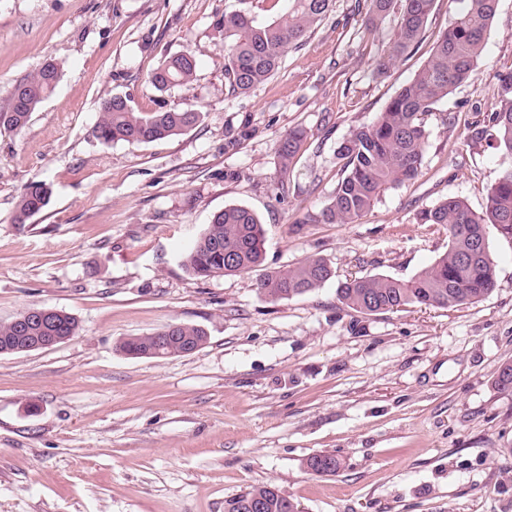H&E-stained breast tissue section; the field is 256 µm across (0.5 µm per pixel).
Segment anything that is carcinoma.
Segmentation results:
<instances>
[{
    "instance_id": "obj_1",
    "label": "carcinoma",
    "mask_w": 512,
    "mask_h": 512,
    "mask_svg": "<svg viewBox=\"0 0 512 512\" xmlns=\"http://www.w3.org/2000/svg\"><path fill=\"white\" fill-rule=\"evenodd\" d=\"M288 15L258 24L248 14L224 16V41L228 52L224 76L232 90L247 93L268 80L279 68L288 49L306 37L311 27L332 8L334 0H290ZM375 16L400 8V24L392 55L415 47L433 11L435 0H367ZM460 7L437 40L427 61L414 78L390 100L369 125L352 130L338 147L345 160L343 176L326 207L307 213L301 223L352 224L366 213L380 194L413 180L421 173L428 134L424 116L432 106L448 97L459 85L473 79L482 57L487 32L497 0H458ZM197 62L189 51L165 59L149 75L160 92L186 86L193 81ZM61 77L60 65L45 62L31 77L16 83L7 106L0 109V131L19 132L31 115L52 93ZM500 102L484 115V126L476 135L489 140L500 156L501 171L490 186L483 212L473 211L458 196H448L419 212L416 222L436 224L448 231V248L430 266L408 280L386 275L352 277L337 288L339 302L360 313H384L404 306L456 307L480 301L495 287L494 261L487 241V228L512 240V69L497 73ZM201 113L194 109L149 113L133 111L128 100L112 97L102 103V118L95 137L104 142L150 143L180 135L196 125ZM304 132L288 131L276 154L279 173L288 175L303 144ZM51 192L40 180L29 182L17 197L13 222L20 225L42 212ZM265 230L258 216L238 205L215 213L205 231L183 255L182 265L197 278H215L247 273L263 266ZM331 270L320 258L309 257L295 265L274 268L262 274L258 288L271 300L301 296L321 287ZM53 330L60 336H77L76 317L57 310ZM47 332L35 324L23 330L9 321L0 322V347L25 346L33 336ZM170 354L191 344L207 342L206 331L196 325H181ZM153 348L152 335L129 336L119 349L133 358H147ZM243 497L265 501V512H301L298 503L272 491V485H254L224 501V512H237Z\"/></svg>"
}]
</instances>
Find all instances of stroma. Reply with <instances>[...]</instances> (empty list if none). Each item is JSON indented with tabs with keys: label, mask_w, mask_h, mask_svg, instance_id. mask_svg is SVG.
I'll use <instances>...</instances> for the list:
<instances>
[{
	"label": "stroma",
	"mask_w": 512,
	"mask_h": 512,
	"mask_svg": "<svg viewBox=\"0 0 512 512\" xmlns=\"http://www.w3.org/2000/svg\"><path fill=\"white\" fill-rule=\"evenodd\" d=\"M456 9L436 0L418 49L390 59L399 15L360 0L331 11L249 93L224 78L220 22L277 20L288 0H0V107L52 60L62 76L20 132H0V322L28 308L73 314L72 340L0 355V512H224L270 483L303 512H512V240L489 230L494 290L454 308L363 314L338 302L345 277L408 279L448 247L417 213L450 195L484 211L496 151L471 131L512 68V0H498L473 80L424 118L414 180L352 224H305L343 175L340 142L371 124L428 59ZM190 51L185 87L149 74ZM137 112L195 109L199 123L151 143L94 135L104 99ZM304 144L278 187L276 148ZM52 189L30 224L12 222L31 180ZM229 205L266 230L263 269L201 279L180 262ZM309 256L332 280L301 297L260 293L263 270ZM172 323L207 343L164 360L118 343ZM334 454L339 469L307 471Z\"/></svg>",
	"instance_id": "35a3bbf8"
}]
</instances>
